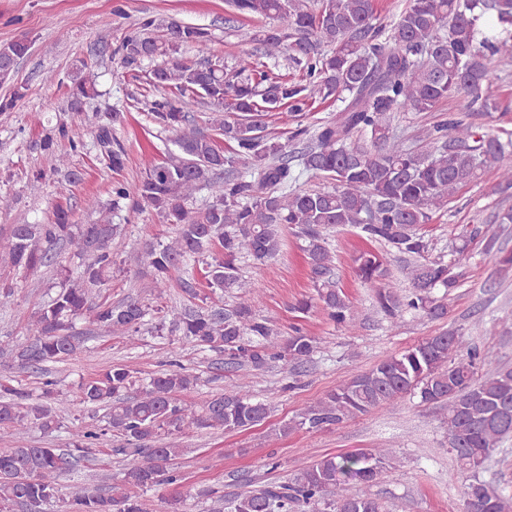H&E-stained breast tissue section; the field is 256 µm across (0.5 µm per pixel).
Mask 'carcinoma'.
Listing matches in <instances>:
<instances>
[{"instance_id": "cac0c4a2", "label": "carcinoma", "mask_w": 512, "mask_h": 512, "mask_svg": "<svg viewBox=\"0 0 512 512\" xmlns=\"http://www.w3.org/2000/svg\"><path fill=\"white\" fill-rule=\"evenodd\" d=\"M227 6L240 17L275 22L249 38L269 56L288 51L302 82L278 78L248 57L238 61L234 80L209 59L182 62L177 58L181 46L208 41V32L195 26L173 23L167 36L159 37L152 33L154 20L147 18L120 47L128 64L157 62L153 86L175 93L151 101L152 118L174 148L145 164L135 194L138 207L175 225L177 233L129 261L150 268L153 287L161 289L174 273L216 248L222 258L208 264V286L237 288L244 295L229 308L209 306L208 295L183 279V292L201 298V305L156 309L152 333L168 337L171 345L215 352L233 370L308 361L317 349L315 337L297 328L285 338L273 318L256 313L261 288L243 279L236 264L243 256L260 265L274 260L287 228L306 243L316 292V299L298 302L297 312L309 313L317 300L337 325L355 327L323 237L327 228L351 225L367 240L411 257L403 267L410 283L403 297L384 283L388 271L376 253L354 258L360 279L381 283L376 301L391 325H398L405 311L445 318L448 296L463 276L470 236L450 230L453 240L462 242L454 248L457 258L431 260L422 228L433 213L447 208L459 188L478 182L488 169L499 174L494 192L512 189V131L494 126L501 120L500 106L489 94L498 67L512 63V0H405L388 26L377 22L374 0H227ZM29 48L25 39L0 46V85L13 79ZM94 86L91 67L85 62L75 67L69 85L72 110L81 111ZM332 95L344 96L336 118L313 129L298 121L284 141L266 133L268 111L284 106L298 119L313 102ZM448 98L458 100L459 112L413 139L394 124L399 112H430ZM199 105L210 109L206 132L191 116ZM120 121L119 113L105 112L95 129L103 159L115 171L126 164L125 153L112 149ZM214 133L229 143L230 155L219 149ZM296 144L303 145L301 151H294ZM84 146L79 126L65 123L43 141V151L59 168L69 166L72 154ZM304 173L331 187H301ZM203 190L213 201L199 208L194 201ZM129 197L118 182L110 202L87 200L97 215L91 224L71 223L69 209L57 205L50 224L10 227L0 262L13 270L31 274L58 266L60 245L79 263L76 271L66 270L60 290L28 322V339L15 348L21 366L42 377L39 397L10 379L0 380V432L11 442L0 450V512H44L50 503H61L69 512H146L138 491L178 487L183 481L175 467L184 453L180 435L249 430L272 413L268 402L233 383L200 402L188 400L198 376L177 359L147 376L116 364L79 381L67 395L57 388L51 366L86 350L78 323H91L132 345L142 340L149 307L133 300H93L117 266L112 240L123 227L112 223V213ZM496 243L489 237L486 251L495 252L497 273L506 279L512 275V252L495 248ZM438 291L442 296H436ZM408 393L440 408L463 498L473 499V512H512V496L480 479L493 453L512 438V366L486 365L479 348L454 331L429 336L353 376L302 408L279 432L322 430ZM55 402L103 407L106 418L77 427L64 448L32 444L33 429L49 433L58 427ZM109 434L121 439L119 451L132 457L121 478L105 490L73 486L63 491L62 480ZM390 464L386 448L323 455L285 482L237 494L232 512H389L369 487ZM162 504L164 512H187V498L179 492Z\"/></svg>"}]
</instances>
